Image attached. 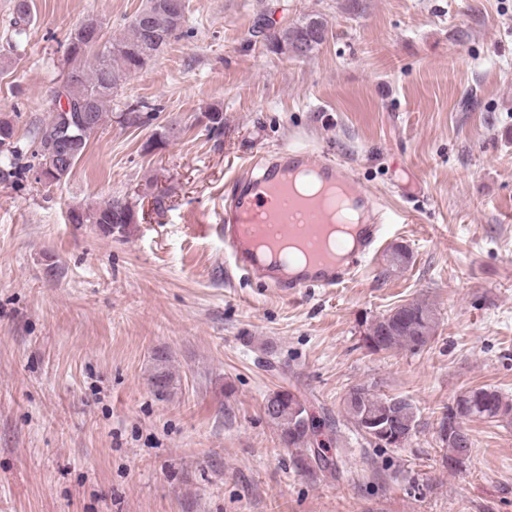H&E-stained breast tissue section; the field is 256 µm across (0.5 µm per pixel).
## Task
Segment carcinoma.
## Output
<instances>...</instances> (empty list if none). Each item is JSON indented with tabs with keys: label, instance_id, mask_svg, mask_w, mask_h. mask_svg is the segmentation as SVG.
Segmentation results:
<instances>
[{
	"label": "carcinoma",
	"instance_id": "1",
	"mask_svg": "<svg viewBox=\"0 0 512 512\" xmlns=\"http://www.w3.org/2000/svg\"><path fill=\"white\" fill-rule=\"evenodd\" d=\"M185 9L184 0H142L130 21L128 34L107 41L100 52L96 47L104 30L99 18L88 16L72 28L67 37L66 60L73 73L67 82L56 88L53 97L57 103L66 100L67 108L50 109L48 118L37 128L32 150L36 163L20 169L12 161L0 165V182L14 183L37 167L47 169L45 177L49 185L59 184L68 177L106 122L112 99L119 89L182 33ZM34 23L32 0H13V40L8 42L9 52L20 48ZM326 34V22L316 17L272 31L266 35V41L276 52L304 58L324 42ZM146 110H150V106L143 102L131 103L122 113L123 121L130 126L141 125ZM202 116L209 133L224 134L222 109L209 106ZM14 137V125L1 117L0 155L17 154ZM132 208L128 199L110 197L88 210L71 211L70 220L73 224H125ZM437 327L438 317L432 305L424 300L413 301L368 323L363 342L373 353L399 349L418 351L432 341ZM394 400V396H381L370 387L358 384L344 399V411L359 431L366 421L378 420L392 432L404 435L415 429L417 412L410 402L397 406ZM263 413L291 451L296 469L337 472V461L314 447L316 424L310 420L305 403L295 392L288 389L272 392L265 399ZM457 417L509 421L512 420V399L494 387L481 386L462 391L448 406L440 418L438 437L442 444L449 445L443 463L453 473L460 468L449 465L448 461L459 449L448 443V427Z\"/></svg>",
	"mask_w": 512,
	"mask_h": 512
}]
</instances>
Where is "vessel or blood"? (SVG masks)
<instances>
[{
  "mask_svg": "<svg viewBox=\"0 0 512 512\" xmlns=\"http://www.w3.org/2000/svg\"><path fill=\"white\" fill-rule=\"evenodd\" d=\"M255 166V172L240 178L239 192L224 204L220 231L228 264L275 289H333L352 281L393 221L378 199L361 186L354 168L330 154L285 143L261 157ZM299 169L341 186L360 218L355 241L349 247L339 246L338 259L321 256L324 214L319 205L298 199L291 189L288 175ZM260 237L296 239L313 260L283 270L267 251L256 249L255 241Z\"/></svg>",
  "mask_w": 512,
  "mask_h": 512,
  "instance_id": "b4317fda",
  "label": "vessel or blood"
}]
</instances>
